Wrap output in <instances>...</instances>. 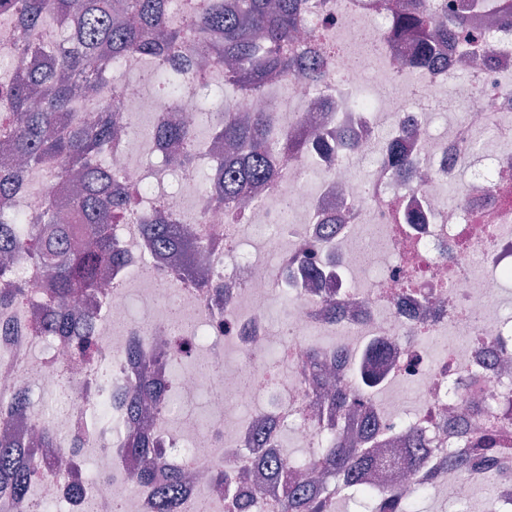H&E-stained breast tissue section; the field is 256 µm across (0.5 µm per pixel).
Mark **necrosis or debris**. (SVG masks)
Masks as SVG:
<instances>
[{
    "instance_id": "1",
    "label": "necrosis or debris",
    "mask_w": 512,
    "mask_h": 512,
    "mask_svg": "<svg viewBox=\"0 0 512 512\" xmlns=\"http://www.w3.org/2000/svg\"><path fill=\"white\" fill-rule=\"evenodd\" d=\"M379 2L365 15L359 0H313L301 22L302 33L326 41L377 45L376 62L355 65L337 54L324 92L280 78L262 96L238 98L237 111L274 112L285 134L335 140L311 162L284 160L278 186L253 185L238 216L193 180L194 167L220 157L211 143L182 168V187L164 190L166 152L143 125L162 103L150 92L125 99L109 155L129 194L114 227L126 262L97 314L99 354L78 361L70 340L35 335L43 278L26 264L17 270L28 303L0 309V417L25 441L45 418L58 436L43 498L66 512H112L117 504L155 512L151 491L130 479L141 462L128 447L127 397L138 369L127 348L135 342L160 390L142 410L164 465L192 469L179 512H281L278 492L253 461L258 450L279 448L287 430L308 453L326 429L352 446L364 423L386 458L370 483L373 512H393L388 485L411 491L421 482L460 512L480 489L489 512H512V367L502 366L512 355V313L499 305L512 292V18L494 22L504 0L471 10V28L489 35V61L461 65L452 56L445 67L421 70L416 85L407 79L415 41L390 39L393 0ZM450 90L463 116L441 127L435 108ZM420 95L428 107H416ZM393 147L415 161L422 180L388 163ZM152 153L159 161L145 167ZM163 210L204 240L213 290L180 277V255L147 247L142 222ZM366 225L380 231L378 246L363 242ZM158 267L168 278L156 297L144 298L147 316L133 318L141 272ZM281 294L290 302L276 336L271 301ZM359 368L379 385L413 391L414 400L384 406L363 392L353 418L337 415L323 376L349 383ZM19 390L63 402L47 416L19 410L10 402ZM401 417L413 420L415 438L391 430ZM485 431L497 440L496 454L475 451ZM417 441L435 452L432 465L415 463ZM229 460L232 477L251 474L259 500L216 492L215 471Z\"/></svg>"
}]
</instances>
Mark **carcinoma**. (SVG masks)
<instances>
[{"label":"carcinoma","mask_w":512,"mask_h":512,"mask_svg":"<svg viewBox=\"0 0 512 512\" xmlns=\"http://www.w3.org/2000/svg\"><path fill=\"white\" fill-rule=\"evenodd\" d=\"M166 0H0V12L14 15L26 31L38 38L22 42L20 51L33 52L42 61L35 70L0 73V142L7 156L0 162V306L20 307L28 300L25 281L13 277L6 258H20L45 276V314L35 330L46 328L59 335L71 332L66 304L81 295H99V282L122 265L121 250L112 237V224L124 198L115 179L106 148L115 129L113 114L134 86L114 85L107 77L112 63L130 53L162 63L167 80L157 95L170 107L193 88L175 60L186 44L199 55L210 54L216 43L223 55L216 59L224 69V96L260 94L273 77H299L317 85L324 77L322 59L329 50L321 40L298 39L304 0H200L186 19L169 23ZM412 31L415 68L436 62L453 44L477 45L468 17L455 14L439 20L430 0H402L392 32ZM155 136L181 146V165L195 151L189 122L158 117ZM278 135L271 112H251L244 117L224 107L214 139L224 142V210L243 208L256 182L274 183L279 166L267 152ZM23 157L28 164L46 169L48 179L42 203L29 218L18 213L14 198L28 190L24 171L13 163ZM147 245L157 253L179 250L183 274H195V259L203 243L186 235L180 218L161 214L143 224ZM95 348L91 328L80 332L74 354L87 358ZM152 368L140 363L134 399L157 398ZM336 411L351 415L358 407L355 393L331 394ZM131 447L143 458L157 455L147 430L134 435ZM55 448L50 425H41L39 441L25 445L0 434V487L28 501L31 512H49L51 505L35 493L43 474L39 457ZM377 450L365 437L357 448H347L332 437L311 459L273 455L262 459L272 469L282 498L281 512H322L331 482H351L346 491L368 495L354 482L369 466ZM140 485L156 492V512H178L185 487L183 476L158 477L153 466L132 474Z\"/></svg>","instance_id":"cac0c4a2"}]
</instances>
